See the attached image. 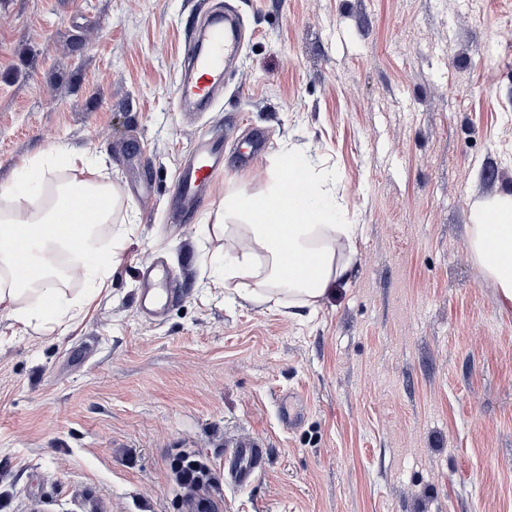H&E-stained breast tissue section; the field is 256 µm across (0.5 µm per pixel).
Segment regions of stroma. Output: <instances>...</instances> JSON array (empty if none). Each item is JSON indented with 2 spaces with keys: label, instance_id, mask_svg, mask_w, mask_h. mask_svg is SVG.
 Wrapping results in <instances>:
<instances>
[{
  "label": "stroma",
  "instance_id": "1",
  "mask_svg": "<svg viewBox=\"0 0 512 512\" xmlns=\"http://www.w3.org/2000/svg\"><path fill=\"white\" fill-rule=\"evenodd\" d=\"M227 4L247 43L193 112L184 49ZM203 136L224 170L182 209ZM70 149L121 189L100 234L122 262L94 300L64 283L86 305L54 333L0 318V512H182L186 449L214 512H512V306L468 244L512 192V0H0V209L76 178ZM285 151L362 226L350 282L300 316L225 293L236 241L212 231ZM38 155L42 181H14ZM159 262L181 297L151 317ZM239 435L268 448L246 487L224 480ZM172 481L179 488H201L212 485L211 470L204 459L189 451L179 452L171 463Z\"/></svg>",
  "mask_w": 512,
  "mask_h": 512
}]
</instances>
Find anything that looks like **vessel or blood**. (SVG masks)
I'll return each mask as SVG.
<instances>
[{
    "mask_svg": "<svg viewBox=\"0 0 512 512\" xmlns=\"http://www.w3.org/2000/svg\"><path fill=\"white\" fill-rule=\"evenodd\" d=\"M242 33L236 20L228 13H212L205 19L204 45L189 46L185 72L176 86L175 96L182 104H212L224 87V66L235 59L242 48ZM224 166V155L215 141L202 138L193 146L192 159L176 179L180 203H192L199 188L213 180ZM154 286L139 299L142 309L158 311L175 296L169 271L156 268L148 273ZM224 465L230 483L243 486L251 483L264 468L267 450L255 438H232L226 441Z\"/></svg>",
    "mask_w": 512,
    "mask_h": 512,
    "instance_id": "vessel-or-blood-1",
    "label": "vessel or blood"
}]
</instances>
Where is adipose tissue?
Segmentation results:
<instances>
[{"label":"adipose tissue","instance_id":"obj_1","mask_svg":"<svg viewBox=\"0 0 512 512\" xmlns=\"http://www.w3.org/2000/svg\"><path fill=\"white\" fill-rule=\"evenodd\" d=\"M314 158L284 154L272 178L260 192L240 191L224 200L213 230L228 234L237 220L239 252L224 269L226 290L247 296L249 288L284 291L292 304L310 305L326 297L352 273V257L342 246H354L360 225L343 221L335 205L319 187ZM116 186L91 179L67 183L55 196L27 198L0 210V311L26 327L44 324L53 331L52 314H79L80 303L53 287L58 259L68 262L70 275L105 288L121 258L116 246H101L98 225L108 223L117 207ZM81 224L82 238L72 243L61 225ZM475 261L494 282L504 304H512V195L497 198L481 210L469 228ZM27 233L29 263L36 275L26 280L12 275L16 255L11 242ZM315 257V275L300 274L285 264L286 257Z\"/></svg>","mask_w":512,"mask_h":512}]
</instances>
